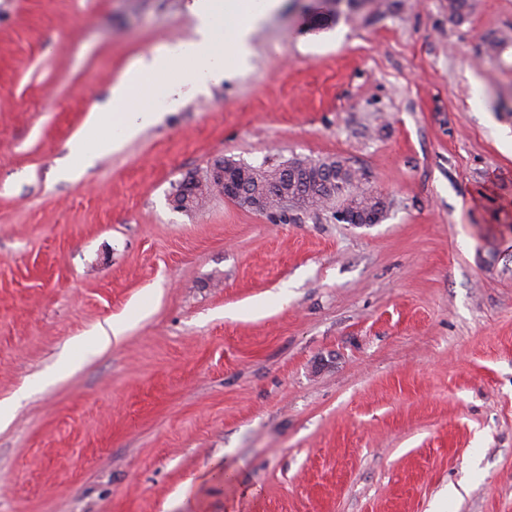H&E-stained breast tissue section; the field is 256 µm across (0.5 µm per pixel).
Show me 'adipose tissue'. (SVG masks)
Returning <instances> with one entry per match:
<instances>
[{"label": "adipose tissue", "mask_w": 512, "mask_h": 512, "mask_svg": "<svg viewBox=\"0 0 512 512\" xmlns=\"http://www.w3.org/2000/svg\"><path fill=\"white\" fill-rule=\"evenodd\" d=\"M281 0H192L190 11L196 19L191 41L176 42L141 55L132 67L110 87L114 125L118 134L102 131L105 119L101 108L89 111L76 135L75 145L85 163L99 155L118 150L158 115L149 101L151 94L164 91L167 97L179 95L181 88H202L220 72L247 69L252 55L254 29L275 12ZM176 83H166L170 73Z\"/></svg>", "instance_id": "1"}]
</instances>
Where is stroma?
Wrapping results in <instances>:
<instances>
[{"instance_id":"35a3bbf8","label":"stroma","mask_w":512,"mask_h":512,"mask_svg":"<svg viewBox=\"0 0 512 512\" xmlns=\"http://www.w3.org/2000/svg\"><path fill=\"white\" fill-rule=\"evenodd\" d=\"M189 2L0 0V512H512V0H284L246 72L65 176ZM295 156L383 219L173 204ZM251 176L253 172L249 168L224 162V172L220 170L213 179L212 185L208 183V186L216 188L225 197L235 200L240 197L243 185Z\"/></svg>"}]
</instances>
